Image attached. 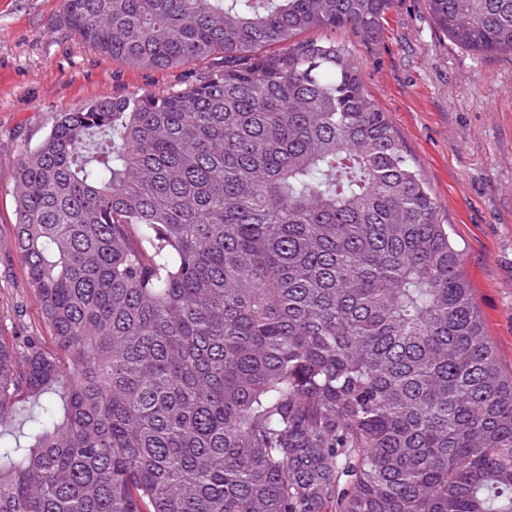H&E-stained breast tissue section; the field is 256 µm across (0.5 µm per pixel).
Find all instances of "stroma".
I'll return each mask as SVG.
<instances>
[{
  "label": "stroma",
  "instance_id": "1",
  "mask_svg": "<svg viewBox=\"0 0 512 512\" xmlns=\"http://www.w3.org/2000/svg\"><path fill=\"white\" fill-rule=\"evenodd\" d=\"M61 0H0V335L50 338L14 248L23 147L56 113L194 83L203 65L147 69L96 52L59 21ZM364 86L423 174L505 375H512V53L451 41L427 0H393L378 34L345 28Z\"/></svg>",
  "mask_w": 512,
  "mask_h": 512
}]
</instances>
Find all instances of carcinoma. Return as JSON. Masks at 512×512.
<instances>
[{"mask_svg":"<svg viewBox=\"0 0 512 512\" xmlns=\"http://www.w3.org/2000/svg\"><path fill=\"white\" fill-rule=\"evenodd\" d=\"M512 52V0H428ZM393 0H62L198 82L56 113L15 250L64 364L0 335V512H512V376L355 59ZM33 402L36 410L21 403Z\"/></svg>","mask_w":512,"mask_h":512,"instance_id":"cac0c4a2","label":"carcinoma"}]
</instances>
